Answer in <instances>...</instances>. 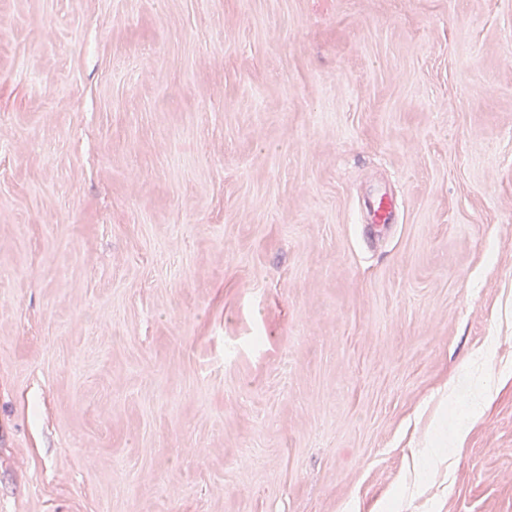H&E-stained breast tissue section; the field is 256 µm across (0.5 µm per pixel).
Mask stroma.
Instances as JSON below:
<instances>
[{"mask_svg":"<svg viewBox=\"0 0 512 512\" xmlns=\"http://www.w3.org/2000/svg\"><path fill=\"white\" fill-rule=\"evenodd\" d=\"M0 512H512V0H0ZM396 222V205L387 191H376L364 215L363 224L387 225Z\"/></svg>","mask_w":512,"mask_h":512,"instance_id":"obj_1","label":"stroma"}]
</instances>
